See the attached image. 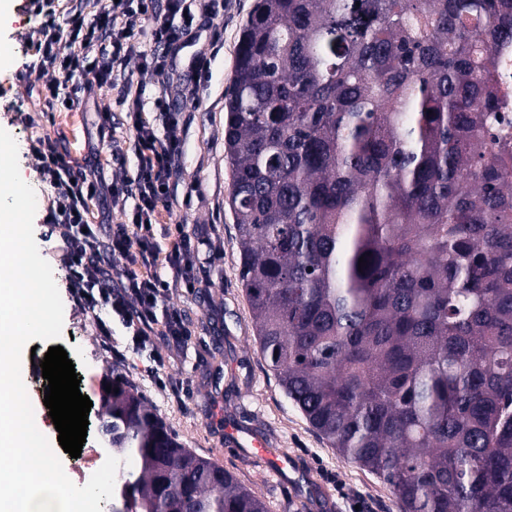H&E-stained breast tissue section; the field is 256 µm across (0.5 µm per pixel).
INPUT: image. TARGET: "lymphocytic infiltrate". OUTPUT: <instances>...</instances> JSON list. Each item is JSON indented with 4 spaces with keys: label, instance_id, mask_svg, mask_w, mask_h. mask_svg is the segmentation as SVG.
I'll return each mask as SVG.
<instances>
[{
    "label": "lymphocytic infiltrate",
    "instance_id": "1",
    "mask_svg": "<svg viewBox=\"0 0 512 512\" xmlns=\"http://www.w3.org/2000/svg\"><path fill=\"white\" fill-rule=\"evenodd\" d=\"M36 13L42 14L39 28V66L66 76L76 74L92 82L114 85L119 72L124 71L132 56H139L145 68L165 76L170 62L192 34L196 19L208 21L215 41L224 37V0H166V11L153 14L150 0H107L94 19H87L82 8H75L68 17L71 50L60 54L54 11L45 0H33ZM153 16L151 52H138L133 41L140 18ZM122 103L136 132L135 151L137 175L133 182L112 185L104 189L95 170H73L66 165L55 145L40 141L36 153L39 174L52 190L53 205L48 212L50 223L65 229L66 249L61 256L69 269V288L76 304L89 311L104 310L131 328L132 349L153 351L155 324H162L165 335L178 341L186 340L189 331L180 311L169 309L165 318L156 315L159 302L170 286L191 285L197 266L198 247L184 234H177L170 247H161L153 232V222L160 207L171 196L172 162L182 149L183 126L178 113L172 112L166 100L156 102L163 112L162 129H155L142 103L141 90L124 83ZM112 196H127L135 201L128 226L99 239L89 229V201L103 191ZM106 252L128 259L126 283L114 288L109 275L97 261ZM164 260L171 271L170 280L140 274V267Z\"/></svg>",
    "mask_w": 512,
    "mask_h": 512
}]
</instances>
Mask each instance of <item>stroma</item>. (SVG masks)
Wrapping results in <instances>:
<instances>
[{"mask_svg": "<svg viewBox=\"0 0 512 512\" xmlns=\"http://www.w3.org/2000/svg\"><path fill=\"white\" fill-rule=\"evenodd\" d=\"M254 0H224V41L215 43L209 25L197 21L190 42L177 57L180 77L166 81L131 60L128 77L142 89L145 107L163 96L179 111L185 128L176 160L172 203L162 208L155 236L181 226L199 243L202 271L195 287L170 290L157 313L180 309L190 332L182 343L161 337L156 348L165 359L155 368L148 355L128 353L126 360L112 356L113 345H126L130 331L113 322L111 340L97 331L95 314L75 306L68 288V271L59 262L64 247L58 225L45 223L51 197L40 182L39 140H57L65 162L75 170L95 160L103 183L134 179L137 173L136 133L126 123L125 108L117 93L106 86L89 85L81 77L64 83V94L74 104L63 109L49 105L40 94L42 85L55 80L53 72L37 69V30L42 22L30 0H11L8 20L0 22V128L18 146L21 174L36 194L34 238L41 256L50 264L63 306L64 322L59 346L75 365L81 394L93 403L88 416L85 445L97 447L103 411V387L120 376L156 409L180 441L198 455L231 471L265 502L268 512H399L388 485L354 464L345 462L311 428L280 388L261 357L251 309L240 280V248L228 206L231 166L224 153V94L233 75L240 29ZM210 59L207 77L190 76L193 57ZM111 112L108 134H101V114ZM133 199L107 198L88 205V221L111 234L127 222ZM35 352H23L24 380L34 407L37 428L50 441L58 433L43 403L46 381L40 367L50 344L37 341ZM184 381L181 398L160 389L157 376ZM239 431L240 446H230L225 430ZM262 439L277 458H294L295 469L274 475L267 462L256 458L249 446Z\"/></svg>", "mask_w": 512, "mask_h": 512, "instance_id": "stroma-1", "label": "stroma"}]
</instances>
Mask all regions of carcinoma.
Returning a JSON list of instances; mask_svg holds the SVG:
<instances>
[{
	"label": "carcinoma",
	"mask_w": 512,
	"mask_h": 512,
	"mask_svg": "<svg viewBox=\"0 0 512 512\" xmlns=\"http://www.w3.org/2000/svg\"><path fill=\"white\" fill-rule=\"evenodd\" d=\"M512 0H256L224 103L256 341L400 512H512V176L484 138ZM366 266L358 267L359 258ZM113 512H267L130 385Z\"/></svg>",
	"instance_id": "cac0c4a2"
}]
</instances>
